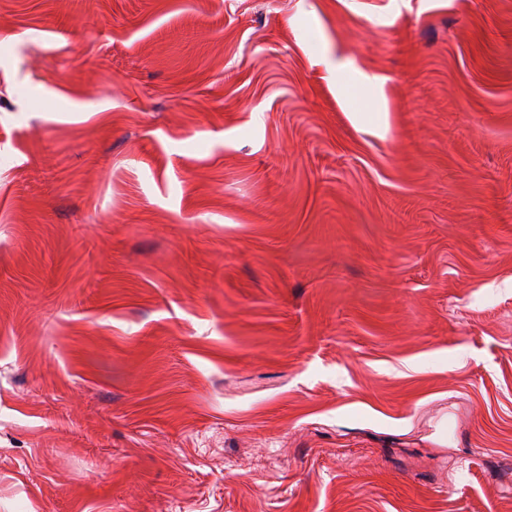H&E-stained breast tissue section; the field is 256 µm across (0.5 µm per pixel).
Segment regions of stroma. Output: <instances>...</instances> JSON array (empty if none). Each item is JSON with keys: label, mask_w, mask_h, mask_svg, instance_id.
Returning <instances> with one entry per match:
<instances>
[{"label": "stroma", "mask_w": 512, "mask_h": 512, "mask_svg": "<svg viewBox=\"0 0 512 512\" xmlns=\"http://www.w3.org/2000/svg\"><path fill=\"white\" fill-rule=\"evenodd\" d=\"M0 512H512V0H0Z\"/></svg>", "instance_id": "35a3bbf8"}]
</instances>
